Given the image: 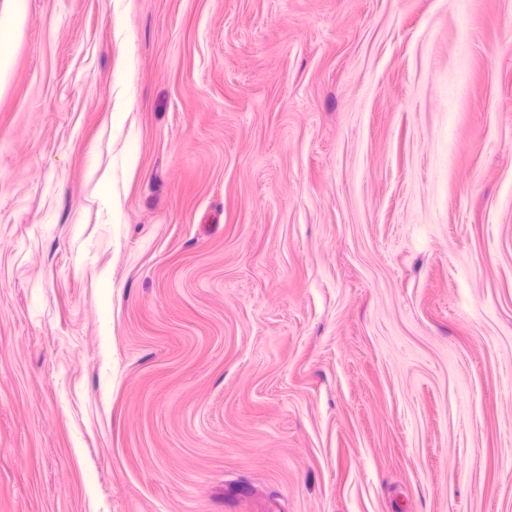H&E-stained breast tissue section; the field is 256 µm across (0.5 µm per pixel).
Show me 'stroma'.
<instances>
[{
    "label": "stroma",
    "mask_w": 512,
    "mask_h": 512,
    "mask_svg": "<svg viewBox=\"0 0 512 512\" xmlns=\"http://www.w3.org/2000/svg\"><path fill=\"white\" fill-rule=\"evenodd\" d=\"M0 512H512V0H27Z\"/></svg>",
    "instance_id": "obj_1"
}]
</instances>
